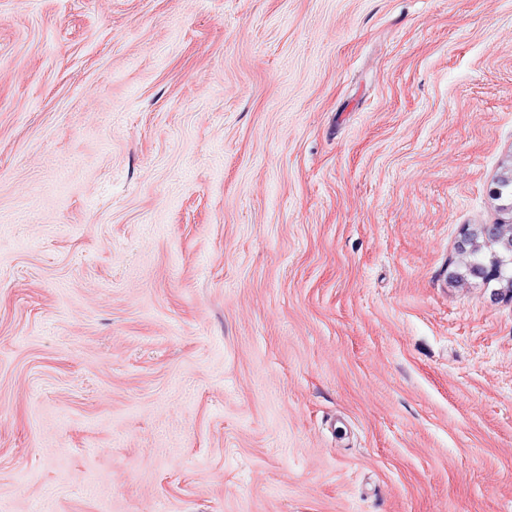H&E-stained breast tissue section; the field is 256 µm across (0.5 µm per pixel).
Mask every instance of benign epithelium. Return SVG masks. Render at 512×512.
<instances>
[{
  "label": "benign epithelium",
  "instance_id": "benign-epithelium-1",
  "mask_svg": "<svg viewBox=\"0 0 512 512\" xmlns=\"http://www.w3.org/2000/svg\"><path fill=\"white\" fill-rule=\"evenodd\" d=\"M484 247L487 248L485 252L482 251ZM457 251L462 256L482 251L484 259L452 272V277L461 281L474 278L484 283L500 279L506 267L512 263V233L500 224L483 225L477 230L467 228L457 243Z\"/></svg>",
  "mask_w": 512,
  "mask_h": 512
}]
</instances>
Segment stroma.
<instances>
[{
    "label": "stroma",
    "instance_id": "stroma-1",
    "mask_svg": "<svg viewBox=\"0 0 512 512\" xmlns=\"http://www.w3.org/2000/svg\"><path fill=\"white\" fill-rule=\"evenodd\" d=\"M512 0H0V512H512ZM501 224L482 225L478 230L466 228L457 243V251L462 256L476 254L485 246L484 259L480 263L467 264L454 271L452 277L460 281L468 278L482 282L500 279L506 267L512 262L511 226L503 229ZM510 231L507 234V231Z\"/></svg>",
    "mask_w": 512,
    "mask_h": 512
}]
</instances>
